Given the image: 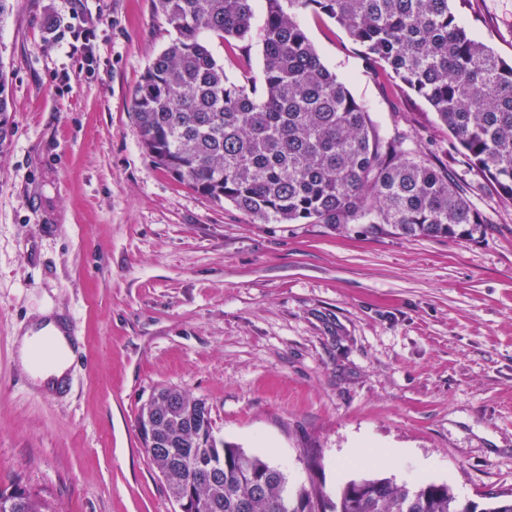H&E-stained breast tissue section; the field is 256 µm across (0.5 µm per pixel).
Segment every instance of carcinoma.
Masks as SVG:
<instances>
[{
  "instance_id": "cac0c4a2",
  "label": "carcinoma",
  "mask_w": 512,
  "mask_h": 512,
  "mask_svg": "<svg viewBox=\"0 0 512 512\" xmlns=\"http://www.w3.org/2000/svg\"><path fill=\"white\" fill-rule=\"evenodd\" d=\"M174 31L133 98L147 154L202 195L263 224H367L400 235L473 238L486 219L448 172L381 136L370 107L321 61L298 15L335 20L373 75L424 100L469 163L512 203V63L474 38L452 0H265L262 77L233 79L205 35L249 57L254 0H154ZM0 65V152L10 138ZM144 447L183 512H512V498L462 502L429 480L351 481L329 509L315 489L244 449L208 443L206 402L165 388L139 415ZM0 512H57L15 485Z\"/></svg>"
}]
</instances>
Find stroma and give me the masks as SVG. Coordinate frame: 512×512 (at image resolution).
<instances>
[{"label": "stroma", "instance_id": "35a3bbf8", "mask_svg": "<svg viewBox=\"0 0 512 512\" xmlns=\"http://www.w3.org/2000/svg\"><path fill=\"white\" fill-rule=\"evenodd\" d=\"M512 61V0H471ZM299 19L322 62L464 190L475 240L364 224H262L141 147L132 98L170 39L152 0H13L0 28L11 137L0 152V489L58 512H177L139 434L159 389L204 400L213 436L319 485L438 463L459 500L512 494V205L435 112L378 82L333 19ZM96 26L93 65L72 46ZM81 348L66 389L34 387L15 339L41 312ZM365 442L370 461L351 457ZM403 448L402 464L385 450Z\"/></svg>", "mask_w": 512, "mask_h": 512}]
</instances>
